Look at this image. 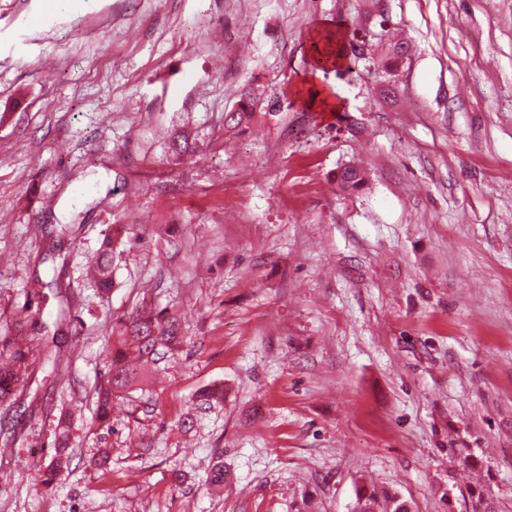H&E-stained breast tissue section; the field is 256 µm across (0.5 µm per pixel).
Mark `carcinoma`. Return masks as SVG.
Here are the masks:
<instances>
[{"instance_id": "carcinoma-1", "label": "carcinoma", "mask_w": 512, "mask_h": 512, "mask_svg": "<svg viewBox=\"0 0 512 512\" xmlns=\"http://www.w3.org/2000/svg\"><path fill=\"white\" fill-rule=\"evenodd\" d=\"M389 22L380 11L373 18V30L369 31L372 40H383L387 35ZM387 49L378 60L369 63L375 70L389 75L403 62L408 46L403 42L386 41ZM261 101L259 93L252 87L243 90L236 111L224 115V127L238 128L246 126L256 118L273 116L280 109V100L273 98L267 102L265 111H257ZM367 182L366 173L355 167L346 166L336 172V189L340 192H352L361 189ZM120 240L112 234H106L105 241L92 257L93 278L97 287L106 292L112 288V263ZM112 336L115 352L112 362L100 375L95 387L100 421L108 418L112 399L131 386L145 379L150 365L175 351L183 342L181 321L165 309H157L143 304L129 315L112 319ZM22 355L18 352L0 363V402L11 398L23 383L24 370L20 364ZM69 438L66 428H61L55 455L47 466L43 479L45 483L54 482L69 467ZM468 512H497L487 490L474 486L460 493ZM352 512H411V505L398 493L383 492L362 487L356 493Z\"/></svg>"}]
</instances>
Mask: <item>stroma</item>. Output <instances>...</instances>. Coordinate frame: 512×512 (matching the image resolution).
<instances>
[{
  "label": "stroma",
  "mask_w": 512,
  "mask_h": 512,
  "mask_svg": "<svg viewBox=\"0 0 512 512\" xmlns=\"http://www.w3.org/2000/svg\"><path fill=\"white\" fill-rule=\"evenodd\" d=\"M43 2L0 0V325L26 367L0 512H351L361 486L465 512L451 484L512 512V0H382L412 46L388 100L363 63L309 66L322 35L349 52L365 0H93L46 23ZM246 86L281 109L225 131ZM349 164L368 182L341 193ZM144 301L185 340L98 427L112 317ZM62 419L69 472L45 486ZM105 236V241L91 259L94 282L104 292L112 288V263L120 244V240L113 237L112 233H106Z\"/></svg>",
  "instance_id": "35a3bbf8"
}]
</instances>
